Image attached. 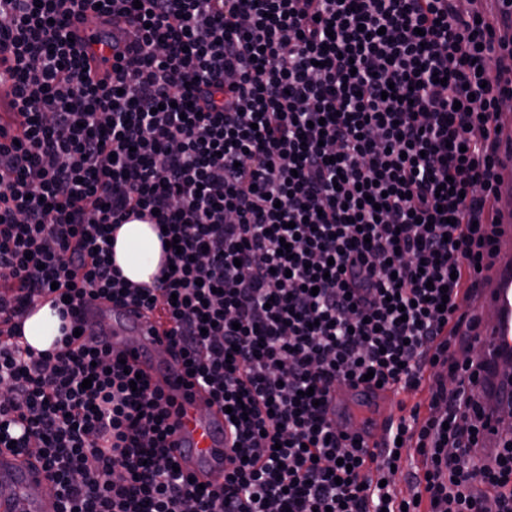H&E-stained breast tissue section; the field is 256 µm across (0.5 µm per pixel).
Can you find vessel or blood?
Here are the masks:
<instances>
[{
    "instance_id": "obj_1",
    "label": "vessel or blood",
    "mask_w": 512,
    "mask_h": 512,
    "mask_svg": "<svg viewBox=\"0 0 512 512\" xmlns=\"http://www.w3.org/2000/svg\"><path fill=\"white\" fill-rule=\"evenodd\" d=\"M105 19L94 27L76 26L80 38L91 42L98 57H111L112 47L102 34L109 30ZM16 95L8 83H0V124L9 135L21 132L11 105ZM498 183L491 200V217L498 227L494 257L482 268L481 288L473 313L477 326L470 341L477 354L481 375L476 390L489 418L479 448L481 459L493 458L512 427L501 419L512 413V130H499ZM172 323L160 310L119 307L97 300L86 311L85 335L111 342L125 360L142 372L152 386L174 401L176 425L174 455L181 468L199 483L218 486L228 466L229 439L224 413L201 388L194 386L179 359L161 356ZM389 394L360 384L336 389L330 396V417L339 429L359 432L371 451L383 445L397 416ZM43 468L32 457L0 452V512H54V501L45 493Z\"/></svg>"
}]
</instances>
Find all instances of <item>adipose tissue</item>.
<instances>
[{
  "mask_svg": "<svg viewBox=\"0 0 512 512\" xmlns=\"http://www.w3.org/2000/svg\"><path fill=\"white\" fill-rule=\"evenodd\" d=\"M115 262L134 283L151 282L162 259L154 225L133 221L120 225L112 243ZM60 320L50 303L37 306L23 324L25 342L39 351L51 349L59 337Z\"/></svg>",
  "mask_w": 512,
  "mask_h": 512,
  "instance_id": "obj_1",
  "label": "adipose tissue"
}]
</instances>
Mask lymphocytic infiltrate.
<instances>
[{"label":"lymphocytic infiltrate","mask_w":512,"mask_h":512,"mask_svg":"<svg viewBox=\"0 0 512 512\" xmlns=\"http://www.w3.org/2000/svg\"><path fill=\"white\" fill-rule=\"evenodd\" d=\"M456 2L0 0L25 130L0 142V450L31 451L56 512H419L392 482L401 440L428 512H512V442L474 458L487 423L455 351L512 96L486 59L512 39ZM102 14L135 37L88 77L73 26ZM133 220L167 244L150 286L113 260ZM47 292L67 325L21 347ZM93 300L168 314V350L232 409L221 486L175 471L170 400L75 336ZM426 356L430 414L381 458L328 419L331 390L419 386Z\"/></svg>","instance_id":"f902f5d3"}]
</instances>
